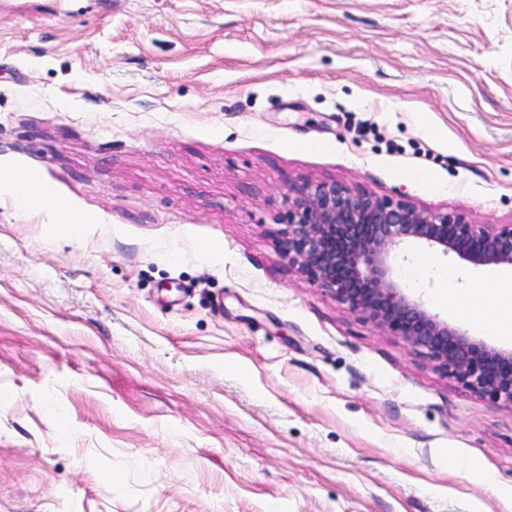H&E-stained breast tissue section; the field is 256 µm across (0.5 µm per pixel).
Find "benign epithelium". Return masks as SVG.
I'll use <instances>...</instances> for the list:
<instances>
[{
  "instance_id": "obj_1",
  "label": "benign epithelium",
  "mask_w": 512,
  "mask_h": 512,
  "mask_svg": "<svg viewBox=\"0 0 512 512\" xmlns=\"http://www.w3.org/2000/svg\"><path fill=\"white\" fill-rule=\"evenodd\" d=\"M282 221V253L314 286L471 391L512 404V350L472 337L408 294L395 254L416 242L473 266H512V224H471L338 181L289 187Z\"/></svg>"
}]
</instances>
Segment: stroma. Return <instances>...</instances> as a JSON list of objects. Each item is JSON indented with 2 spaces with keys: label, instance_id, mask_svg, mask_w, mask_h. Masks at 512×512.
Returning <instances> with one entry per match:
<instances>
[{
  "label": "stroma",
  "instance_id": "obj_1",
  "mask_svg": "<svg viewBox=\"0 0 512 512\" xmlns=\"http://www.w3.org/2000/svg\"><path fill=\"white\" fill-rule=\"evenodd\" d=\"M13 167L50 194L0 197V512H508L512 405L279 237L306 181L512 224V0H0ZM398 256L512 349L439 301L505 268Z\"/></svg>",
  "mask_w": 512,
  "mask_h": 512
}]
</instances>
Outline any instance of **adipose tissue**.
Returning <instances> with one entry per match:
<instances>
[{"label": "adipose tissue", "mask_w": 512, "mask_h": 512, "mask_svg": "<svg viewBox=\"0 0 512 512\" xmlns=\"http://www.w3.org/2000/svg\"><path fill=\"white\" fill-rule=\"evenodd\" d=\"M0 193L10 195L15 206L25 210L45 199L49 190L21 168L0 175ZM450 311L475 321L499 336L512 335V278L476 281L463 288L446 289Z\"/></svg>", "instance_id": "ef3b65f1"}]
</instances>
